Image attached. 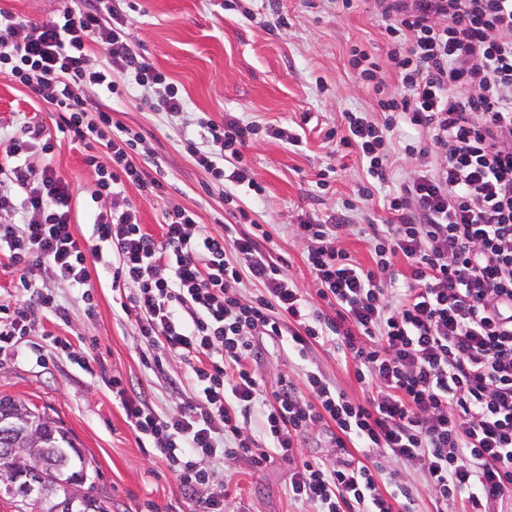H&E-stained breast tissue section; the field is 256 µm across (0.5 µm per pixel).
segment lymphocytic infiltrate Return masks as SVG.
<instances>
[{
  "mask_svg": "<svg viewBox=\"0 0 512 512\" xmlns=\"http://www.w3.org/2000/svg\"><path fill=\"white\" fill-rule=\"evenodd\" d=\"M384 23L387 63L353 49L359 79L372 89L380 120L344 112L324 138L357 151L374 183H386L389 136L413 131L404 151L423 160L386 199L383 223L367 222L372 262L340 245L346 215L297 225L316 301L304 299L268 245L270 230L223 225L210 234L182 206L168 213L162 238L143 232L130 203L99 211L93 236L72 232L71 185L51 164L34 168L27 146L49 153L51 135L23 125L0 163V255L78 288L91 285L87 258L108 245L119 257L113 284H131L125 313L137 333L188 364L170 379L178 410L160 415L127 395L120 403L133 428L150 436L188 494L207 485L210 466L243 460L258 468L290 457L318 426L334 424V463L306 460L290 475L288 495L315 512H395L409 495L406 470L424 473L437 503L462 512H512V0H366ZM122 81H115L112 65ZM10 74L53 106L56 127L87 148L99 192L133 185L157 196L162 183L133 161L139 134L112 119L119 84L140 92L150 111L186 110L177 86L137 53L125 17L109 0L66 9L26 24L0 8V73ZM402 90L389 91L390 76ZM101 100L88 109L86 90ZM184 138L196 164L219 182L255 187L243 150L257 125L231 117L199 120ZM108 164H100L96 150ZM407 272H400L397 261ZM259 285L252 298L243 281ZM27 307L1 305L0 343L23 335L36 311L61 313L33 291ZM285 339L307 357L337 341L371 397L358 401L320 370L303 386L267 391L256 369L258 337ZM197 392L185 394L187 380ZM262 415V439L250 428ZM398 463L385 472L383 459ZM385 483H378V476Z\"/></svg>",
  "mask_w": 512,
  "mask_h": 512,
  "instance_id": "f902f5d3",
  "label": "lymphocytic infiltrate"
}]
</instances>
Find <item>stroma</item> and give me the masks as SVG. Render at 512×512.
<instances>
[{
  "instance_id": "1",
  "label": "stroma",
  "mask_w": 512,
  "mask_h": 512,
  "mask_svg": "<svg viewBox=\"0 0 512 512\" xmlns=\"http://www.w3.org/2000/svg\"><path fill=\"white\" fill-rule=\"evenodd\" d=\"M83 4L0 0V8L33 23ZM244 6L240 12L225 9L224 0H134L133 10L127 11L130 39L178 86L186 111L170 119L128 94L112 97L113 120L141 136L136 162L166 189L163 196L145 197L129 186L124 197L137 206L143 228L156 236L174 203L193 210L211 233L219 232L220 221H232L237 210H246L251 219L271 225L273 258L311 299L315 290L305 245L292 227L357 202L359 188L367 183L358 154L333 153L324 133L343 112H378L375 95L356 78L351 51L359 47L385 62L383 23L363 0H355L348 10L334 0H245ZM228 114L262 128L281 126L302 137L301 145L293 147L258 135L246 156L262 192L234 188L230 204L224 200L223 184L199 168L182 143L184 135L196 132L198 119L219 122ZM28 119L51 126L50 105L0 74V159ZM52 144L47 156L39 148L29 149V159L37 166L50 162L69 180L73 232L78 239L88 238L95 213L112 202L97 198L98 175L85 163L83 146L58 132ZM113 262L108 247L90 260L92 288L87 293L31 273L33 284L64 306L69 318L39 313L26 335L0 349V397L36 406L73 434L95 488L112 504L111 512H202V499L185 495L152 439L133 430L112 386L120 380L128 395L142 394L157 413L170 414L180 399L167 389L165 376L184 370L170 355L163 370L153 369L154 346L138 336L134 320L121 307L124 292L112 289L104 274ZM58 336L70 341L72 351L55 345ZM260 347L257 369L267 387L283 379L301 383L312 365L354 398L371 394L356 380L352 361L333 344L315 347L306 361L280 341L264 339ZM313 457L335 461L329 430L316 428L300 455L274 458L259 470L236 460L213 464L208 490L220 493L226 480L237 487L233 512H314L310 504L288 496L290 473L302 459Z\"/></svg>"
}]
</instances>
